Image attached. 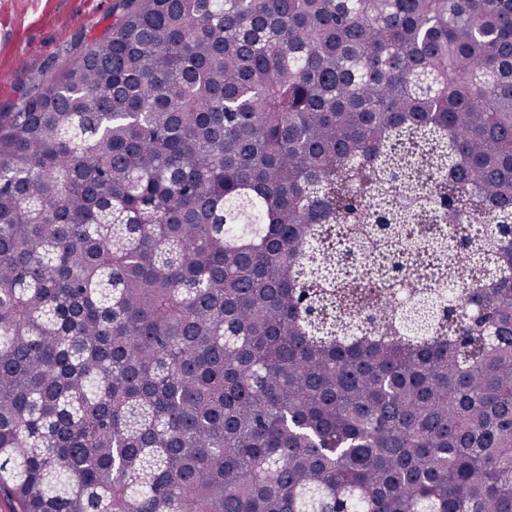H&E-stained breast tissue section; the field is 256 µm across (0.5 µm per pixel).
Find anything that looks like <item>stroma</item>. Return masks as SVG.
I'll list each match as a JSON object with an SVG mask.
<instances>
[{"mask_svg":"<svg viewBox=\"0 0 512 512\" xmlns=\"http://www.w3.org/2000/svg\"><path fill=\"white\" fill-rule=\"evenodd\" d=\"M126 0H0V112H13L37 88L108 35Z\"/></svg>","mask_w":512,"mask_h":512,"instance_id":"1","label":"stroma"}]
</instances>
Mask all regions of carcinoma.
<instances>
[{"label": "carcinoma", "instance_id": "1", "mask_svg": "<svg viewBox=\"0 0 512 512\" xmlns=\"http://www.w3.org/2000/svg\"><path fill=\"white\" fill-rule=\"evenodd\" d=\"M508 225L512 0H132L0 112V494L512 512Z\"/></svg>", "mask_w": 512, "mask_h": 512}]
</instances>
